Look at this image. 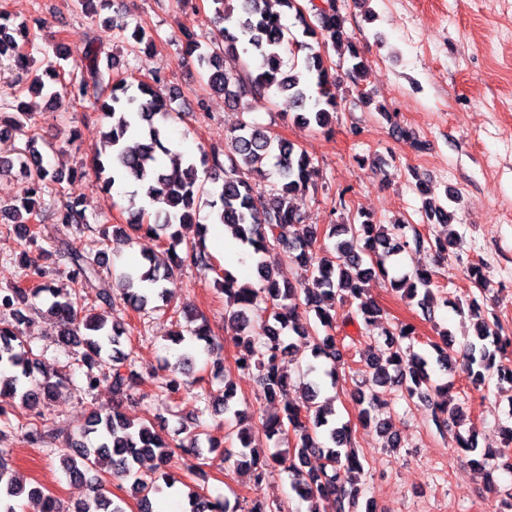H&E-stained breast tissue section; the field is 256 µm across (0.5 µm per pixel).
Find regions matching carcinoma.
Segmentation results:
<instances>
[{
  "mask_svg": "<svg viewBox=\"0 0 512 512\" xmlns=\"http://www.w3.org/2000/svg\"><path fill=\"white\" fill-rule=\"evenodd\" d=\"M276 2L295 12L296 25L301 35L294 34L282 23V13L274 11L270 2ZM218 19L224 26L206 43L193 35L184 34L181 41V59L194 61L202 71L208 89L224 94L228 106L240 108L248 101L268 100L285 94L293 106L290 119L314 129L332 125L338 107V85L332 79L326 64V45L333 47L345 42L349 56L347 72L355 81H364L369 63L353 37L343 33V18L336 10L335 0H309L310 8H302L297 0H211ZM10 16L0 13V58L9 56L30 77L29 90L55 99L60 92L73 99L85 96L87 87L99 88L96 98L98 111L106 122L102 145L94 149L93 168L96 183L104 192L124 185L132 194L142 196L153 207L154 219H145L142 209L127 219L125 224H114L112 230L98 231V239L87 252L68 253L70 268L67 279L71 288L55 287L45 281L46 271L36 260L27 262L26 283L0 288V420L10 421L15 413V402L27 411L41 416V410L67 384V377L59 372L40 373V362L24 336L23 325L29 322L25 312L32 309L31 300L48 294L53 297L48 307L60 323L56 345L63 350L84 349L83 383L87 390L106 383L112 392V410L90 412L81 436H95L96 445L84 446L67 438V447L58 449L66 474L90 483L91 501L74 507V512H126L103 492L101 474L112 473L131 480V488L139 497L140 512H152L150 497L172 488L176 478L168 471L177 455L191 456L184 463L192 473L203 472L201 462V435L204 425L200 419L189 423L179 420L181 430L187 433L177 444L166 441L150 426L131 423L121 412L118 401L130 398L131 391L151 383L154 375L140 372L129 353L124 351L128 330L121 323H108L101 316L91 315L92 307L85 301H100L112 305V288L121 291L124 304L135 312L144 310L152 300H168L171 295L173 273L184 267L207 269V225L199 223L198 203L207 196L204 205L209 208L206 220L230 228L233 237L258 256L274 249L280 250V259L298 265L303 276L296 282L278 280L275 266L279 262L264 259L256 263L259 287L241 282L228 269L219 284L224 292L226 328L237 348V363L242 369L258 372L260 396L274 404L288 395L294 383L284 370L283 362L291 353L287 337L296 335L311 344L313 359L330 361L324 374L330 384L336 383V362L341 353L332 335L336 328L338 309L356 307L355 315L366 327L382 319L380 307L369 297V284L376 279L410 300H417L423 314L429 315L448 299L438 298L432 289L433 270L421 266L411 274L396 276L390 270L396 257L414 243L416 250H430L442 260L457 245V233L429 241L413 233L411 227L399 222L386 226L360 213L341 224L303 223V216L292 200L315 186L317 168L312 160L292 142L270 135L268 127L256 121H242L224 138V150L201 152L200 157L172 149L170 127L181 116L173 104L174 94L159 91L161 78L148 80H112L99 67V57L110 53L111 43L96 39L85 44L74 59V67L81 70V78L62 83L57 63L37 62L26 47L31 43V30L26 25L14 27ZM304 52L300 61L288 66L284 53L290 46ZM249 55L255 67L243 63L237 69L226 68L223 60L239 53ZM30 114L22 110L0 117V139L13 133L27 135L26 148L11 158L0 157V174L14 167L29 173L30 185L19 203L1 206L13 228L24 231L33 241L37 232L33 224L40 215L41 182L50 175L43 165L41 154L31 149L35 143L31 135ZM272 162L276 181L270 192L259 190L253 180L267 179V162ZM205 169L214 184L205 188L199 179L198 167ZM424 198L425 217L440 224H448L453 212L436 202L429 186L417 185ZM56 224L61 237L56 239L58 249L67 248L62 235L71 229L88 228L85 209L79 201H66L56 211ZM197 225V239L185 241L180 228ZM141 231L161 243L158 252L142 254V261L118 272L114 279L104 277L103 256L109 234L122 235L127 230ZM333 241V251H316L317 243ZM264 303L268 319L255 327L249 309ZM469 316L473 320V334L461 349V370L472 383L483 385L492 377L499 384L512 386V367L503 364L512 337L502 335L495 321L483 315L478 298L468 299ZM314 314L315 325L307 328L301 322L300 312ZM414 328L400 324L388 333L386 349L369 347L362 354L368 375L357 390L355 401L363 424H374L377 432L386 438V446L396 448L398 440L389 431V422L372 416L393 389L404 392L408 398L432 402V416L437 428L448 427V420L460 423L467 417L460 404H451L450 386H436L431 380L433 367L447 368L448 337L453 332L446 328L440 341L431 343L434 355L414 350L411 343ZM171 339L193 348H205L215 353L214 343L206 324L178 330ZM314 370L310 362L300 369L298 389L301 403H288L283 414L263 421L265 434L272 438L294 434L297 442L281 452L266 454L254 446L252 431L238 428L237 457L247 467L254 483L263 482L269 469L283 466L293 475L292 490L303 501L310 503L308 512H320L318 501L334 499L339 504L336 512H354L358 507V487L361 463L353 444L349 424L332 418L335 410L330 400L319 401L321 388L303 377ZM233 386H224L223 395L215 396L211 406L241 422L243 412L235 400ZM24 437L32 444L39 443L53 433L45 423L30 420L20 424ZM458 447L471 454L469 464L479 470L512 472V454L505 450L479 449L478 443L461 433L453 434ZM319 455L324 463L317 470L306 469L312 455ZM152 462L151 475L144 477L141 466ZM36 499L43 503L40 512H59L54 497L37 487H26L16 482L9 471L4 450L0 449V512H17L18 501ZM189 507L184 512H283L282 507L254 503L248 509L229 499L209 500L202 494L188 495Z\"/></svg>",
  "mask_w": 512,
  "mask_h": 512,
  "instance_id": "obj_1",
  "label": "carcinoma"
}]
</instances>
